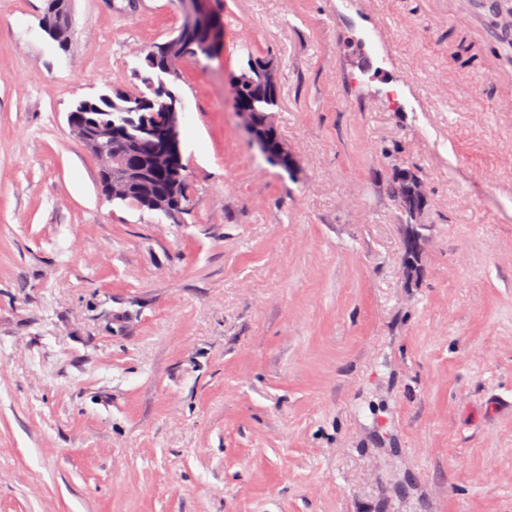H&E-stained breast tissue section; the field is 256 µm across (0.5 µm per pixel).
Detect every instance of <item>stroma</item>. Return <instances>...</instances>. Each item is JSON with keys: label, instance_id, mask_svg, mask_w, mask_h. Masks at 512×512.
<instances>
[{"label": "stroma", "instance_id": "obj_1", "mask_svg": "<svg viewBox=\"0 0 512 512\" xmlns=\"http://www.w3.org/2000/svg\"><path fill=\"white\" fill-rule=\"evenodd\" d=\"M211 6L173 221L103 194L67 114L140 87L178 0H71L64 50L0 0V512H512V47L470 0ZM252 56L288 172L234 109ZM424 226L423 224H402V235L404 241V247H407L410 251H413L418 264H410L407 266H403V273L406 277L412 276L419 269L422 258L425 251L426 238L423 233L420 231V228Z\"/></svg>", "mask_w": 512, "mask_h": 512}]
</instances>
